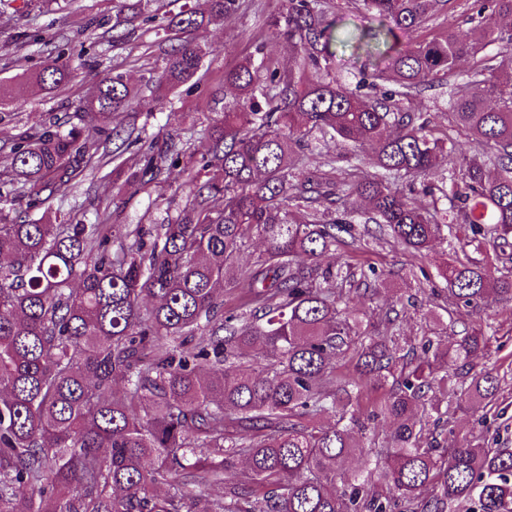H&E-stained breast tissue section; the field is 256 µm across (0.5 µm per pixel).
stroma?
<instances>
[{
    "label": "stroma",
    "mask_w": 512,
    "mask_h": 512,
    "mask_svg": "<svg viewBox=\"0 0 512 512\" xmlns=\"http://www.w3.org/2000/svg\"><path fill=\"white\" fill-rule=\"evenodd\" d=\"M185 5L201 10L205 0H154L151 11L155 21L138 28L119 49L112 46L113 0H30L27 8L18 12L1 7L0 187L9 188L11 183L12 135L55 123L66 130L77 126L91 133V118L78 114L76 108L107 71L123 72L140 91L135 112L118 116L119 124L134 127L143 141L176 143L197 159L208 146L210 128L236 97L235 90L224 84L225 68L261 43L275 67L294 69L296 50L271 24L272 18L287 12L288 0H240L235 13L197 32L196 38L205 44L207 53L192 80L169 95L164 107H153L145 83L160 75L163 66L161 49L167 34L159 20L178 13ZM37 31L42 33V40L30 41V34ZM61 44L66 47L73 77L57 97L39 95L25 77L56 56ZM473 66V60H461L452 77L405 96L396 95L393 83L374 82L371 68L365 67L363 59L350 48H337L329 71L361 93L393 94L400 111L427 119L434 135L446 139L449 151L455 153L469 149L470 142L452 121L450 95L463 86ZM115 149L112 142L91 144L90 164L96 176L57 192L49 214L52 223L90 225L105 217L113 224L149 226L166 222L188 205V194L180 189L177 174L165 172L145 184L130 182L131 173L137 169L138 148L133 145L121 151L117 163L110 159ZM335 154L334 143L313 142L310 150L300 153L297 167L306 176L338 186L374 169L372 158H365L361 167L354 168L335 161ZM452 256V249L439 242L413 257L391 242L369 238L336 250L338 262L350 263L355 272L363 266L373 267L383 282L378 295L354 294L355 309L371 314L377 322L389 307L404 304L401 331L408 345L415 347L422 337L435 336L448 346L462 336L464 328H486L490 344L474 359L473 366L499 373L498 401L484 409L460 401L441 437L454 443L481 435L512 447V305L494 303L462 321L450 317L445 282L439 272Z\"/></svg>",
    "instance_id": "stroma-1"
}]
</instances>
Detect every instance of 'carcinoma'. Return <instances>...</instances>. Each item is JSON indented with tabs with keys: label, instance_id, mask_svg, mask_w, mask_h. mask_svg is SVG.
<instances>
[{
	"label": "carcinoma",
	"instance_id": "carcinoma-1",
	"mask_svg": "<svg viewBox=\"0 0 512 512\" xmlns=\"http://www.w3.org/2000/svg\"><path fill=\"white\" fill-rule=\"evenodd\" d=\"M112 47L147 23L152 0L123 15L115 0ZM375 28L337 36L322 0H288L272 25L302 54L296 71L280 72L253 55L224 70L238 97L212 126L197 170L185 166L191 204L156 228L124 234L104 220L47 224L11 219L0 207V512H512V448L481 439L425 448L423 422L439 411L429 392L495 403L500 377L459 372L489 337L465 332L453 352L427 339L422 354L404 350L400 328L383 334L350 307L351 266L322 265L325 256L361 236L389 237L418 256L457 225L444 226L436 205L418 206L393 185L448 163L446 142L387 98L372 100L320 75L336 44H353L407 94L451 75L465 57L501 48L512 71V0H475L469 33L448 24L401 46L398 33L419 29L450 0H362ZM207 11L172 16L175 32L201 29L239 9V0H206ZM205 49L194 38L164 50L153 94L197 73ZM480 60L465 90L452 96L458 127L480 150L460 153L464 188L451 189L466 231L454 234L455 258L440 272L457 307L477 311L490 299L512 304V79ZM64 50L30 74L52 94L69 82ZM494 95L497 106L486 104ZM137 91L114 69L81 109L98 121L99 141L132 135L112 119L129 112ZM314 134L336 145L377 147L378 171L336 192L299 177L293 148ZM13 171L29 210L49 204L88 168L81 129L45 127L14 139ZM179 165L170 143L150 145L132 177L154 180L162 164ZM370 209L356 222L340 196ZM264 243L256 264L226 277L247 235ZM112 240L119 255L92 257ZM242 290L238 312H224L217 286ZM155 300L143 310V297ZM355 361L353 374L340 361ZM123 385V393L113 391ZM330 416L331 426L317 420ZM397 426L382 440L355 438L363 419ZM365 452L367 477L341 476L347 456ZM377 473L380 492L369 484ZM435 483L441 492L421 499ZM224 486V497L208 490Z\"/></svg>",
	"mask_w": 512,
	"mask_h": 512
}]
</instances>
